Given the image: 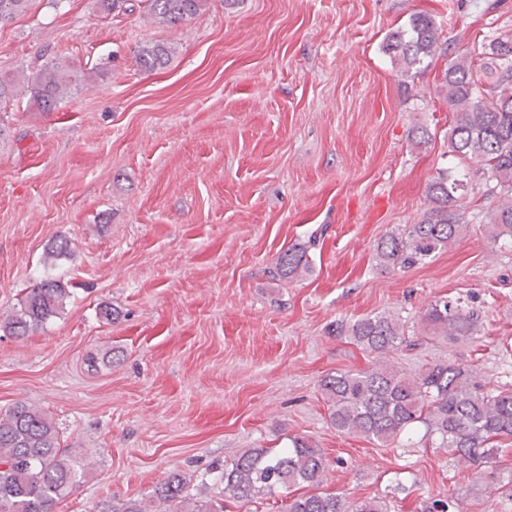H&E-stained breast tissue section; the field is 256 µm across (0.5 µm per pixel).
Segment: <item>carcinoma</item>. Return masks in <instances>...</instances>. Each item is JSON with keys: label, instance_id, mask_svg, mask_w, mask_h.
<instances>
[{"label": "carcinoma", "instance_id": "carcinoma-1", "mask_svg": "<svg viewBox=\"0 0 512 512\" xmlns=\"http://www.w3.org/2000/svg\"><path fill=\"white\" fill-rule=\"evenodd\" d=\"M30 0H0V24L24 12ZM110 13L139 7L161 24L176 26L206 6V0H100ZM438 28L431 16L418 14L407 29L386 38L385 49L402 66V74L420 69L435 55ZM480 65L466 57L448 61L441 92L458 112L448 134V153L460 162L479 165L478 171L500 190L512 194V37H496L482 44ZM171 48L151 42L139 48L136 66L145 72L164 68ZM71 63L53 58L27 79L30 99L42 112L53 110L66 94ZM464 180L444 170L428 184L427 208L415 224L392 228L374 246L377 264L386 270L409 269L443 252L468 229L465 205L457 191ZM489 243L512 247V199L487 213ZM307 268L305 252L288 248L275 261V275L292 279ZM69 291L53 279L31 289L19 311L4 327L24 338L60 315ZM479 310L459 298H441L420 315V340L467 341L481 324ZM339 334L352 340L370 357L357 372H331L320 379L319 389L336 431L361 435L381 447L393 445L417 426L425 428L431 444L445 448L474 465L487 462L496 451L493 442L512 438V389H484L475 382L469 365L444 360L427 363L407 375L390 363L389 354L407 342L404 325L383 312L339 326ZM278 451L252 448L216 468L215 482L238 498H272L288 488L322 485L326 470L323 452L310 439L293 436ZM83 465L63 447L62 434L41 409L18 403L0 416V512H53L83 477ZM188 479L172 472L156 488L160 504L151 508L139 500L105 505L99 512H224V500L205 493L193 498ZM283 512H387V503L373 498L349 503L335 493L315 491L288 498Z\"/></svg>", "mask_w": 512, "mask_h": 512}]
</instances>
